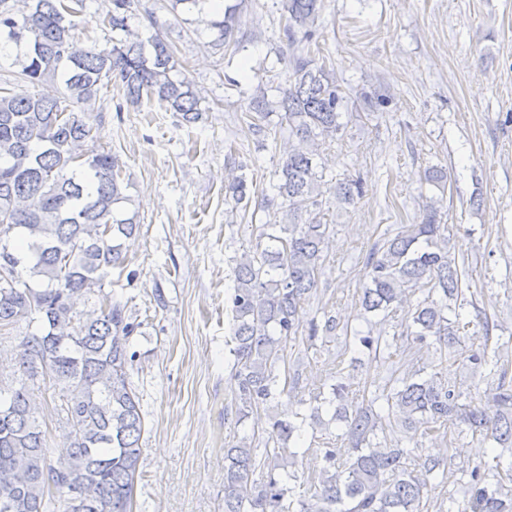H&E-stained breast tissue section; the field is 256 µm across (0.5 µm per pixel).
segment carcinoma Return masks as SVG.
<instances>
[{
  "mask_svg": "<svg viewBox=\"0 0 512 512\" xmlns=\"http://www.w3.org/2000/svg\"><path fill=\"white\" fill-rule=\"evenodd\" d=\"M279 2L291 75L288 86L275 87L274 100L257 87L249 128L263 130L274 114L288 126L275 194L264 201L282 220L268 223L280 230L267 235L273 245L242 256L235 268L232 373L238 421L284 392L309 405L310 414L299 422L270 418L260 460L246 438L224 449V512H423L439 487L448 488L439 512H512V380L499 347L485 335L483 347L464 357L471 373L493 379L492 417L466 400L463 380L423 376V354L454 357L474 339L465 317L466 269L440 223L443 197L426 200L420 223L374 244L364 260L361 310L383 317L354 331L343 353H353L354 368L360 356L397 345L407 369L394 386L364 407L348 403L342 356L306 392L299 389V369L282 384L274 375L327 258L322 197L331 193L350 206L364 195L362 181H326L316 162L319 142L337 139L347 109L341 84L311 51L323 0ZM84 7V0H0V35L25 48L17 75L24 89L0 90V271L9 267L0 274V331L21 321L41 328L18 337L11 379L0 380V501L9 502V512H131L144 433L128 373L137 324L104 292V281L114 269L125 271L124 240L136 236L139 224L118 211L131 186L118 157L88 147L94 135L86 107L113 84L128 105L156 103L188 125L202 118L200 93L163 32L144 39L130 29L141 0H112L103 22L116 36L107 52L77 47L74 17ZM145 14L156 25L153 12ZM234 14L230 7L208 23L218 30L209 45L219 52L245 37ZM47 82L59 83L57 95L29 91ZM423 180L442 193L448 173L428 168ZM246 189L240 177L225 185L238 204ZM418 293L424 298L412 301ZM92 298L96 312L85 319L76 305ZM401 310L399 333L389 337L384 322ZM321 334H336L335 316L326 312L324 321L310 323L308 340ZM49 387L70 448L56 461L38 418ZM324 412L342 424L340 432L311 435L301 452L289 447L303 437L305 424L326 425ZM450 418L457 422L452 437ZM410 432L445 443L478 437L491 444L492 462L460 466L417 446L401 447L399 435ZM311 458L322 466L310 468Z\"/></svg>",
  "mask_w": 512,
  "mask_h": 512,
  "instance_id": "1",
  "label": "carcinoma"
}]
</instances>
